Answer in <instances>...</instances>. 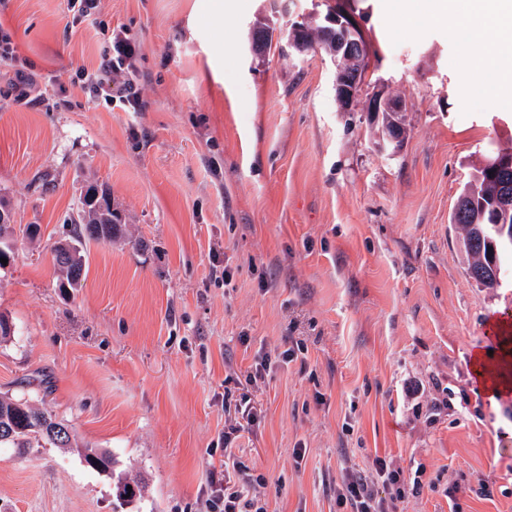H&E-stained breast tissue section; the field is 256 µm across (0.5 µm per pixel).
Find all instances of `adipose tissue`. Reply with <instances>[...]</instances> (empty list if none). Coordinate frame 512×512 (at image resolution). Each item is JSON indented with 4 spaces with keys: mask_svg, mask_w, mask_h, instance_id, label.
<instances>
[{
    "mask_svg": "<svg viewBox=\"0 0 512 512\" xmlns=\"http://www.w3.org/2000/svg\"><path fill=\"white\" fill-rule=\"evenodd\" d=\"M425 20L471 33L473 48L460 60L463 79L491 71L501 87H512V0H430ZM485 29L494 31L493 39L482 38ZM472 367L489 399L512 392V370L505 362L489 361L478 350L472 355Z\"/></svg>",
    "mask_w": 512,
    "mask_h": 512,
    "instance_id": "adipose-tissue-1",
    "label": "adipose tissue"
}]
</instances>
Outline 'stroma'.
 <instances>
[{
    "instance_id": "obj_1",
    "label": "stroma",
    "mask_w": 512,
    "mask_h": 512,
    "mask_svg": "<svg viewBox=\"0 0 512 512\" xmlns=\"http://www.w3.org/2000/svg\"><path fill=\"white\" fill-rule=\"evenodd\" d=\"M223 3L100 0L138 47L144 109L127 112L72 84L102 36L67 0H0L17 55L0 62V395L43 403L76 442L0 449V512H207L228 458L264 478L265 512H338L334 484L378 457L409 485L397 512H512V397L489 401L471 368L490 322L512 323V263L483 287L450 222L476 168L512 146V99L463 81L462 34L359 0L367 78L407 108L383 150L365 113L340 111L324 53L251 51L270 0ZM26 59L59 90L19 83ZM93 183L122 222L81 244L86 277L64 288L51 251ZM85 445L143 496L117 500Z\"/></svg>"
}]
</instances>
